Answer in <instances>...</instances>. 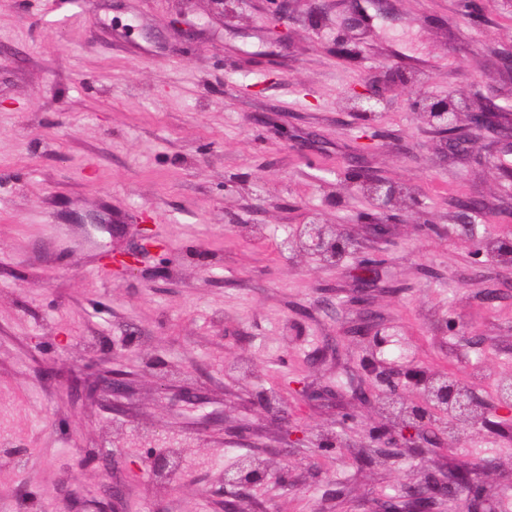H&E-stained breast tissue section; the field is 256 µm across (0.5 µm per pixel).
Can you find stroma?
I'll return each instance as SVG.
<instances>
[{
	"instance_id": "35a3bbf8",
	"label": "stroma",
	"mask_w": 512,
	"mask_h": 512,
	"mask_svg": "<svg viewBox=\"0 0 512 512\" xmlns=\"http://www.w3.org/2000/svg\"><path fill=\"white\" fill-rule=\"evenodd\" d=\"M509 53L505 0L475 21L457 0H0V512H378L446 469L477 472L482 512H512V268L479 247L512 238V141H472L487 167L449 161L410 105L418 88L512 107ZM374 78L391 92L365 128L344 100ZM361 165L420 208L375 231ZM312 215L383 258L378 286L356 257L281 248ZM136 248L138 273L109 274L107 251ZM371 317L419 368L472 381L484 425L441 456L379 457ZM94 362L129 395L72 391ZM295 382L329 395L291 443L258 397ZM162 450L173 473L143 463ZM248 455L271 477L226 484Z\"/></svg>"
}]
</instances>
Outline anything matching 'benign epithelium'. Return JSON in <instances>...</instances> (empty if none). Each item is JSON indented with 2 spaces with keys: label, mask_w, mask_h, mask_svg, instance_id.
Listing matches in <instances>:
<instances>
[{
  "label": "benign epithelium",
  "mask_w": 512,
  "mask_h": 512,
  "mask_svg": "<svg viewBox=\"0 0 512 512\" xmlns=\"http://www.w3.org/2000/svg\"><path fill=\"white\" fill-rule=\"evenodd\" d=\"M347 105L365 125L373 124L384 111L386 99L380 83L371 81L347 96ZM415 110L431 126L448 136V155L469 157L471 139L485 131H495L512 137V114L492 105L479 110L468 107L463 99L433 98L418 93L412 101ZM356 182L372 200L376 215L375 228L383 231L381 216L398 208L415 210L419 207L416 196L395 181L375 178L359 169ZM352 237L344 225L321 224L312 220L300 226L294 235L285 237L281 246L285 250L318 258L325 264L335 265L346 254ZM116 270L135 272L139 252L107 255ZM368 353L362 363L363 372L383 386L380 399L386 406V422L372 431L379 453L387 456L391 449L401 447L406 434L419 435L422 442L415 447L424 451L440 445L437 452L448 451V442L460 441L483 423L485 408L476 399L469 382L448 379L436 372L420 373L419 387L414 396L406 395L398 384L400 364L407 358L404 339L395 327L384 321H373L364 329ZM91 394L103 393L114 398L127 394L128 385L123 374L110 370L97 373V380L87 385ZM268 470L255 458L242 465L236 481L252 484L265 479ZM459 474L446 475L425 485H414L402 503L384 502L381 512H433L438 499L456 497Z\"/></svg>",
  "instance_id": "obj_1"
}]
</instances>
